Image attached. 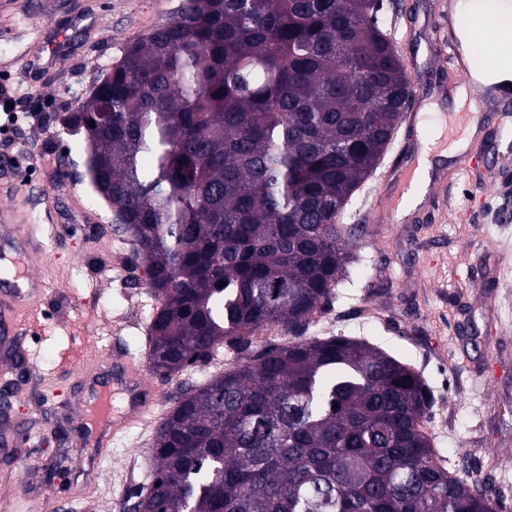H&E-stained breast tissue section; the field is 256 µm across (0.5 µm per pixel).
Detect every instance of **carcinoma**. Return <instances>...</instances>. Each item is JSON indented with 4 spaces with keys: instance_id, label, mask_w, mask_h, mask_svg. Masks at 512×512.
Masks as SVG:
<instances>
[{
    "instance_id": "carcinoma-1",
    "label": "carcinoma",
    "mask_w": 512,
    "mask_h": 512,
    "mask_svg": "<svg viewBox=\"0 0 512 512\" xmlns=\"http://www.w3.org/2000/svg\"><path fill=\"white\" fill-rule=\"evenodd\" d=\"M382 7L182 0L67 118L158 300L153 369L235 359L161 419L132 512H493L433 448L410 365L305 336L357 261L340 218L408 95ZM107 107L112 127L89 126ZM273 326L291 339L256 349Z\"/></svg>"
}]
</instances>
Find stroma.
Here are the masks:
<instances>
[{
	"label": "stroma",
	"instance_id": "obj_1",
	"mask_svg": "<svg viewBox=\"0 0 512 512\" xmlns=\"http://www.w3.org/2000/svg\"><path fill=\"white\" fill-rule=\"evenodd\" d=\"M180 0H7L0 6V99L12 97L27 120L0 130V207L16 223H0V245L16 251L34 277L36 320L21 350L0 347L20 397L0 433L24 432L0 457V503L56 498L59 512L87 504L134 500L152 458L154 431L175 396L219 372L207 364L165 379L149 374L161 403L153 416L113 439L109 455L91 453L83 412L95 380L112 377V361L148 365L145 323L158 301L143 282L127 235L96 229L109 208L92 191L84 158L62 121L78 100L70 83L90 90L127 44L169 18ZM461 0H389L390 28L409 82L425 93L423 118L402 126L398 151L383 163L414 168L430 130L453 120L456 85L430 36L438 14ZM71 33L64 58L35 80H23V56L36 29ZM469 150L480 161L437 158L447 187L428 186L403 217L367 188L350 207L367 223L349 244L359 262L331 312L337 333L366 339L411 364L433 399L425 424L441 435L443 456L461 475L478 479L495 512H512V106L479 104ZM96 358L94 377L60 372L76 352Z\"/></svg>",
	"mask_w": 512,
	"mask_h": 512
}]
</instances>
